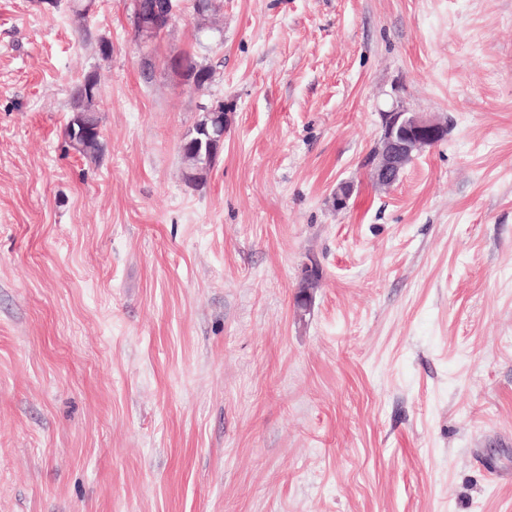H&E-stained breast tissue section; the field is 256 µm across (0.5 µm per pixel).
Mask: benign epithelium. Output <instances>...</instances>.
<instances>
[{
  "label": "benign epithelium",
  "instance_id": "7a95c632",
  "mask_svg": "<svg viewBox=\"0 0 512 512\" xmlns=\"http://www.w3.org/2000/svg\"><path fill=\"white\" fill-rule=\"evenodd\" d=\"M179 8V0H167L160 12L136 15L132 27L136 39L147 44L152 34L167 31ZM207 116L211 124L203 125L200 131L210 151L219 154L224 147V136H215L213 132L224 124L222 105L210 107ZM381 120L382 133L373 148L370 162L371 179L376 184L389 186L402 172L406 153L414 149L421 154L432 148L445 135L446 127L423 113L411 112L400 105L381 113ZM352 193L353 186L350 183H338L333 192L336 209L345 208Z\"/></svg>",
  "mask_w": 512,
  "mask_h": 512
}]
</instances>
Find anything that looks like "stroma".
<instances>
[{"label": "stroma", "mask_w": 512, "mask_h": 512, "mask_svg": "<svg viewBox=\"0 0 512 512\" xmlns=\"http://www.w3.org/2000/svg\"><path fill=\"white\" fill-rule=\"evenodd\" d=\"M71 3L0 0V512H512V0ZM395 103L448 136L380 189ZM140 0L137 5L146 10L163 9L160 12L137 14L132 27L136 39L142 43H149L152 34L162 31L166 32L173 24L179 11L180 4L177 0ZM168 64L170 71L178 77L182 73V67L183 77L186 79L192 78L200 68H205L210 75V82L213 80L214 73L212 69L207 64L199 61L193 54L185 53L182 60L179 54L173 55L169 58ZM100 95V88L97 76L93 72L86 74L82 80L73 85L71 89L72 112L73 115L67 123L64 134L70 143L83 155L97 157L101 150V129L100 118L92 121L94 126L98 127V132L90 133L85 137L75 138L69 123L73 119L75 112H98L97 103ZM200 108V119L192 131L184 137V140L180 145V152L183 161L187 165L185 180L190 183L188 174L196 175L191 179L192 181L194 180V184L203 180L214 166V160L210 156L207 147L217 155H220L224 147V133H221L220 136H214L209 130V125H203L204 121H206V117L203 114V112H205V108L204 106H201ZM201 125L203 126L200 128ZM199 128L201 134L205 137L207 146L204 143L199 144L198 142Z\"/></svg>", "instance_id": "1"}]
</instances>
